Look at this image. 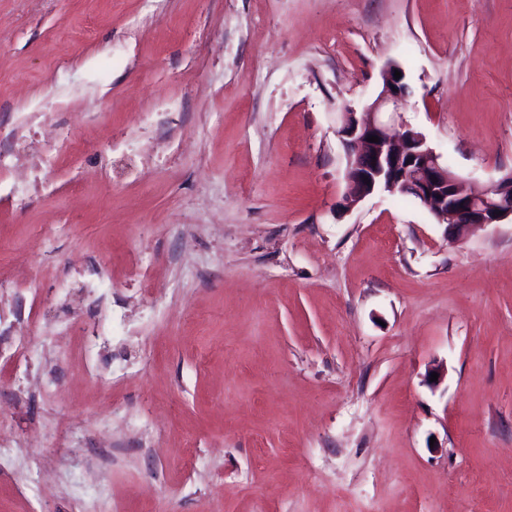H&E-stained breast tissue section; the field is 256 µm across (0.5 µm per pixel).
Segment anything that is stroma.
<instances>
[{
    "label": "stroma",
    "instance_id": "1",
    "mask_svg": "<svg viewBox=\"0 0 512 512\" xmlns=\"http://www.w3.org/2000/svg\"><path fill=\"white\" fill-rule=\"evenodd\" d=\"M392 63L512 172V0H0V512H512V223L344 202Z\"/></svg>",
    "mask_w": 512,
    "mask_h": 512
}]
</instances>
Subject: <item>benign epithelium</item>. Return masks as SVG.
I'll use <instances>...</instances> for the list:
<instances>
[{"label":"benign epithelium","instance_id":"7a95c632","mask_svg":"<svg viewBox=\"0 0 512 512\" xmlns=\"http://www.w3.org/2000/svg\"><path fill=\"white\" fill-rule=\"evenodd\" d=\"M397 65L382 72L384 88L361 115L343 112L339 134L346 151L347 184L356 188L346 196L355 205L376 191L396 192L408 188L437 217L447 231L458 236L476 225L501 224L512 219V194L499 186L512 185V172L485 186H471L457 174L448 173L440 156L425 136L406 125L399 134L391 126L403 122L402 106L408 91L395 79ZM376 136L377 142L368 138Z\"/></svg>","mask_w":512,"mask_h":512}]
</instances>
